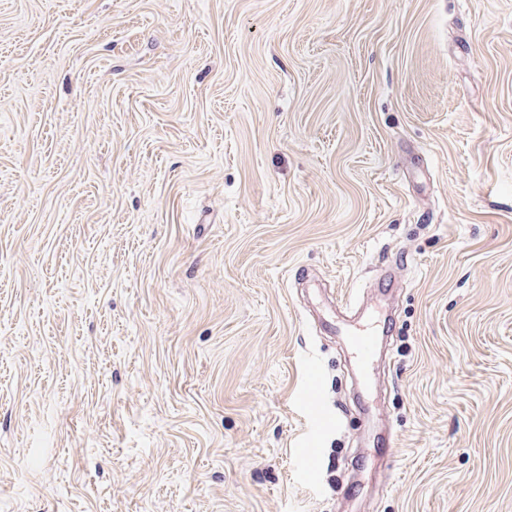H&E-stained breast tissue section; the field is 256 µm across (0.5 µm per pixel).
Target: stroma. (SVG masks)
<instances>
[{"label": "stroma", "instance_id": "obj_1", "mask_svg": "<svg viewBox=\"0 0 512 512\" xmlns=\"http://www.w3.org/2000/svg\"><path fill=\"white\" fill-rule=\"evenodd\" d=\"M0 512H512V0H0ZM355 337L354 351L356 359L364 371L366 370L375 360L376 349H375V338L367 331L356 332L352 334Z\"/></svg>", "mask_w": 512, "mask_h": 512}]
</instances>
